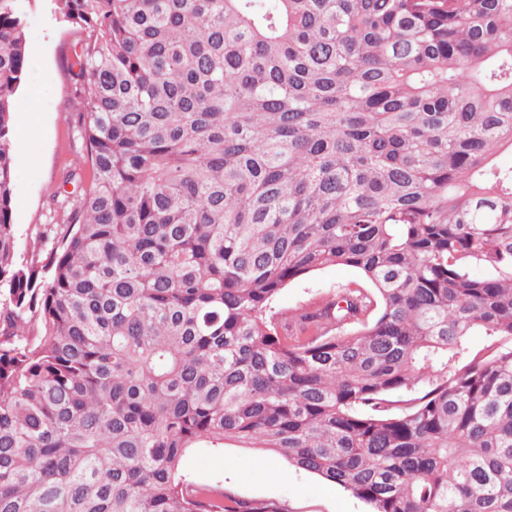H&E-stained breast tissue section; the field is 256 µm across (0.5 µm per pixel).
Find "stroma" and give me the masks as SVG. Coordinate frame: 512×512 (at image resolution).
<instances>
[{"instance_id":"35a3bbf8","label":"stroma","mask_w":512,"mask_h":512,"mask_svg":"<svg viewBox=\"0 0 512 512\" xmlns=\"http://www.w3.org/2000/svg\"><path fill=\"white\" fill-rule=\"evenodd\" d=\"M27 37L30 59L13 126L24 134L23 142L13 147L14 222L22 247L40 225L50 222L52 197L77 152L72 125L78 102L65 69L75 35L57 19L52 0H31ZM346 286L364 289L368 283L354 268H324L288 283L274 299L273 311L285 318L297 309L326 303ZM183 473L199 484L220 485L226 496L266 512H368L366 502L341 487L285 459L230 442L191 451Z\"/></svg>"}]
</instances>
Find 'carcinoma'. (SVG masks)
I'll use <instances>...</instances> for the list:
<instances>
[{"label": "carcinoma", "instance_id": "carcinoma-1", "mask_svg": "<svg viewBox=\"0 0 512 512\" xmlns=\"http://www.w3.org/2000/svg\"><path fill=\"white\" fill-rule=\"evenodd\" d=\"M54 4L83 165L21 253L0 0V512H259L181 473L226 442L512 512V0ZM336 265L372 291L269 316Z\"/></svg>", "mask_w": 512, "mask_h": 512}]
</instances>
